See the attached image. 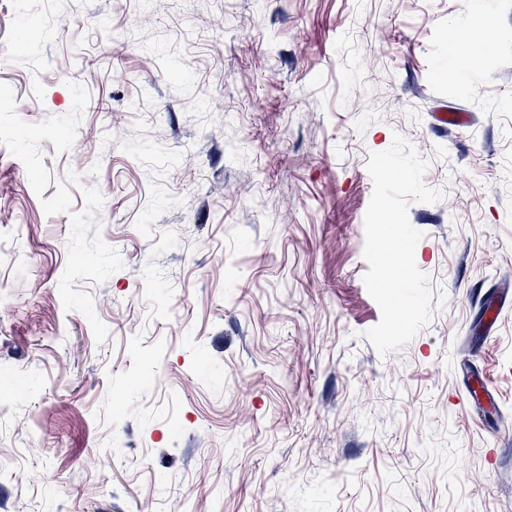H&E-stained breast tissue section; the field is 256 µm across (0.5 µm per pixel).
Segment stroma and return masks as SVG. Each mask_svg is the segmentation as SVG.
<instances>
[{"label": "stroma", "mask_w": 512, "mask_h": 512, "mask_svg": "<svg viewBox=\"0 0 512 512\" xmlns=\"http://www.w3.org/2000/svg\"><path fill=\"white\" fill-rule=\"evenodd\" d=\"M33 4L0 0V82L30 123L86 88L43 164L100 189L124 266L74 284L100 344L59 294L71 213L0 145V512H512V311L480 312L512 295V0ZM397 134L445 197L408 211L432 320L384 357L366 164ZM482 396L480 397V395ZM498 396L488 379L477 382V387L471 390L467 388L465 399H459L458 404L466 411L478 412L487 405L497 406Z\"/></svg>", "instance_id": "stroma-1"}]
</instances>
